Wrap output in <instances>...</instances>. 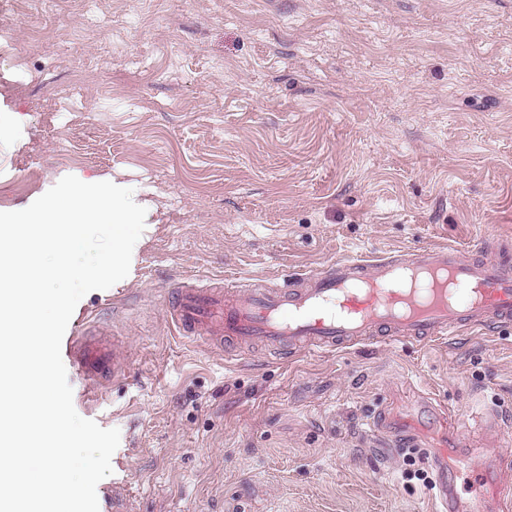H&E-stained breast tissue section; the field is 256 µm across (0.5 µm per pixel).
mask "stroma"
I'll use <instances>...</instances> for the list:
<instances>
[{
	"label": "stroma",
	"instance_id": "obj_1",
	"mask_svg": "<svg viewBox=\"0 0 512 512\" xmlns=\"http://www.w3.org/2000/svg\"><path fill=\"white\" fill-rule=\"evenodd\" d=\"M0 119V211L67 175L151 207L66 329L124 361L97 403L65 364L77 413L120 431L99 512H433L446 466L374 424L441 437L425 393L512 454V330L218 351L164 304L512 240V0H0Z\"/></svg>",
	"mask_w": 512,
	"mask_h": 512
}]
</instances>
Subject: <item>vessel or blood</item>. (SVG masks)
Masks as SVG:
<instances>
[{
    "label": "vessel or blood",
    "mask_w": 512,
    "mask_h": 512,
    "mask_svg": "<svg viewBox=\"0 0 512 512\" xmlns=\"http://www.w3.org/2000/svg\"><path fill=\"white\" fill-rule=\"evenodd\" d=\"M167 312L179 336L218 350L228 341L295 352L333 350L384 335L426 339L463 328L498 330L512 328V265L435 246L370 262L338 260L275 289L243 293L220 280L207 288L179 281L168 291ZM66 351L94 391L106 374L123 368L91 332L68 339ZM424 409L457 447L447 460L448 478L435 493L437 512H463L455 479L470 474L494 489L491 501H474L478 512H512L502 480L512 460L470 451L454 410L430 401Z\"/></svg>",
    "instance_id": "obj_1"
}]
</instances>
